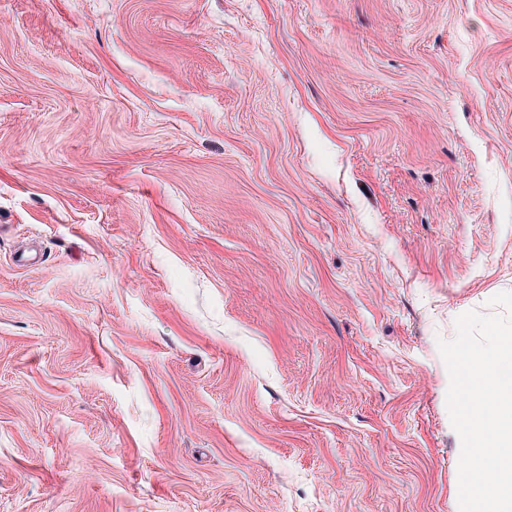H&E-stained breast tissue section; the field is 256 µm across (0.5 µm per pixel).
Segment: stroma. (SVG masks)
I'll return each instance as SVG.
<instances>
[{"mask_svg": "<svg viewBox=\"0 0 512 512\" xmlns=\"http://www.w3.org/2000/svg\"><path fill=\"white\" fill-rule=\"evenodd\" d=\"M503 291L512 0H0V512H459Z\"/></svg>", "mask_w": 512, "mask_h": 512, "instance_id": "35a3bbf8", "label": "stroma"}]
</instances>
